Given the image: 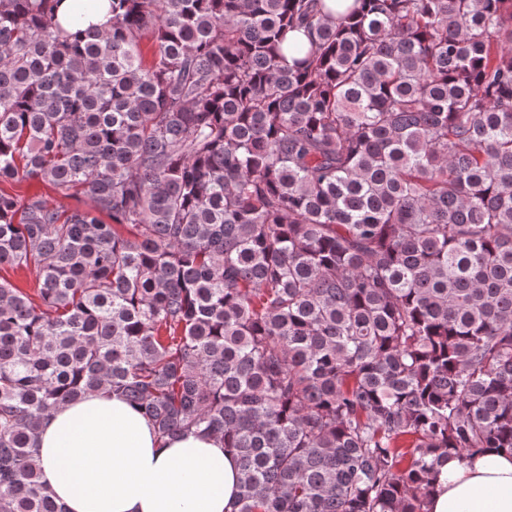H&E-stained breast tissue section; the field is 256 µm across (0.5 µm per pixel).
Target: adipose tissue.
Segmentation results:
<instances>
[{"label":"adipose tissue","instance_id":"1","mask_svg":"<svg viewBox=\"0 0 512 512\" xmlns=\"http://www.w3.org/2000/svg\"><path fill=\"white\" fill-rule=\"evenodd\" d=\"M42 482L66 512H233L239 466L219 440L160 442L148 422L105 391L58 407L39 426ZM428 512H512V455L449 460Z\"/></svg>","mask_w":512,"mask_h":512}]
</instances>
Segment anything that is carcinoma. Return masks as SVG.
Instances as JSON below:
<instances>
[{"label":"carcinoma","instance_id":"obj_1","mask_svg":"<svg viewBox=\"0 0 512 512\" xmlns=\"http://www.w3.org/2000/svg\"><path fill=\"white\" fill-rule=\"evenodd\" d=\"M57 2L0 0V512H65L39 423L105 388L233 449L234 512L512 451V0ZM8 187H12L14 192L22 197L38 194L50 203L55 204L57 202L56 196L50 190V188L46 184L36 180L24 179L18 182H14L11 185H8Z\"/></svg>","mask_w":512,"mask_h":512}]
</instances>
